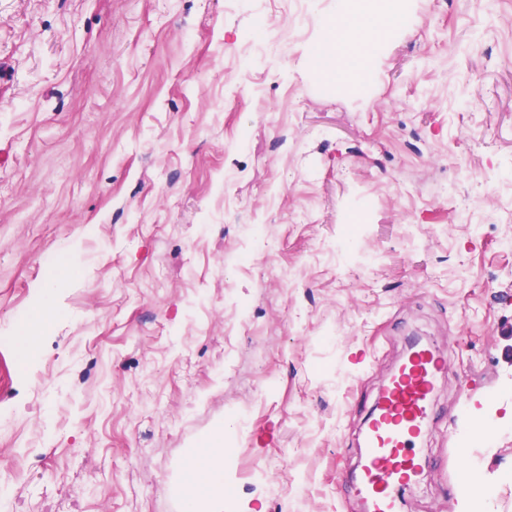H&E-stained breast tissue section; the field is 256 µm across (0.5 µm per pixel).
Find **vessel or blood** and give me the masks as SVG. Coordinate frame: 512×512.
<instances>
[{"instance_id":"obj_1","label":"vessel or blood","mask_w":512,"mask_h":512,"mask_svg":"<svg viewBox=\"0 0 512 512\" xmlns=\"http://www.w3.org/2000/svg\"><path fill=\"white\" fill-rule=\"evenodd\" d=\"M448 362L447 349L413 344L382 390L362 433L363 453L351 478L364 512H399L401 487L415 484L432 467V459L421 455L415 440L433 415L435 385ZM470 435L491 441L496 433L481 421L469 422L464 433L450 432L448 439L458 460L469 458L466 438Z\"/></svg>"}]
</instances>
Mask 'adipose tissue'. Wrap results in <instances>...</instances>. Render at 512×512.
<instances>
[{
	"mask_svg": "<svg viewBox=\"0 0 512 512\" xmlns=\"http://www.w3.org/2000/svg\"><path fill=\"white\" fill-rule=\"evenodd\" d=\"M373 31L367 21L358 15L346 14L336 24L328 26L325 42L318 55V65L328 79H336L332 52L340 46H350L351 64L357 79H364L367 45ZM224 439L211 436L189 458L182 481V493L188 512H195L201 500L224 498Z\"/></svg>",
	"mask_w": 512,
	"mask_h": 512,
	"instance_id": "obj_1",
	"label": "adipose tissue"
}]
</instances>
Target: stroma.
Returning a JSON list of instances; mask_svg holds the SVG:
<instances>
[{
    "label": "stroma",
    "mask_w": 512,
    "mask_h": 512,
    "mask_svg": "<svg viewBox=\"0 0 512 512\" xmlns=\"http://www.w3.org/2000/svg\"><path fill=\"white\" fill-rule=\"evenodd\" d=\"M346 10L380 26L358 95L313 74ZM294 12L0 0V335L44 285L56 310L26 357L0 344V512H185L188 458L237 423L231 512H362L336 474L415 336L456 355L401 512H480L448 440L472 420L512 512V0Z\"/></svg>",
    "instance_id": "35a3bbf8"
}]
</instances>
